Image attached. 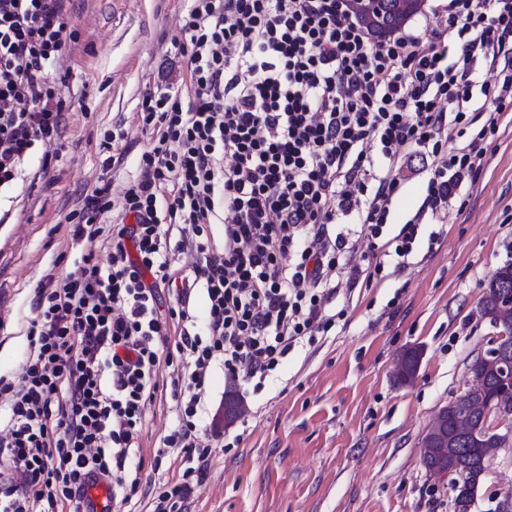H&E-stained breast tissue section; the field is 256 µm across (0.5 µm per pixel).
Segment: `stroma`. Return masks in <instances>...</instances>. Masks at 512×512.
I'll return each mask as SVG.
<instances>
[{"instance_id": "stroma-1", "label": "stroma", "mask_w": 512, "mask_h": 512, "mask_svg": "<svg viewBox=\"0 0 512 512\" xmlns=\"http://www.w3.org/2000/svg\"><path fill=\"white\" fill-rule=\"evenodd\" d=\"M189 0H69V39L48 77L64 102L60 137L36 145L25 164L35 172L50 156V179L0 192V374L20 372L35 287L81 258L69 216L105 183L138 172L150 133L134 115L147 92H191L187 59L178 55L180 17ZM122 128L125 159L106 165L100 144ZM485 165L464 176L443 221L425 216L405 265L382 257L380 275L341 291L344 317L314 344L296 346L262 392L215 371L202 397L215 414L223 395L244 403L224 428L205 479L187 512H452L448 484L429 478L420 441L438 410L459 395L494 329L478 313L493 272L512 261V112L485 144ZM412 160L394 200L388 235L421 206L425 177ZM436 243H429L431 232ZM411 346L424 354L412 384L394 372ZM172 399L156 401L143 429L144 484L177 480L178 454L152 462L173 424ZM471 512H496L512 487V445L487 463Z\"/></svg>"}]
</instances>
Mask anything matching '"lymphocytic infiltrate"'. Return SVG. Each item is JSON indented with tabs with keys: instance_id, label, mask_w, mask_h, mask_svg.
Masks as SVG:
<instances>
[{
	"instance_id": "f902f5d3",
	"label": "lymphocytic infiltrate",
	"mask_w": 512,
	"mask_h": 512,
	"mask_svg": "<svg viewBox=\"0 0 512 512\" xmlns=\"http://www.w3.org/2000/svg\"><path fill=\"white\" fill-rule=\"evenodd\" d=\"M65 2L0 0V188L60 135L46 68L66 45ZM181 32L192 96L144 95L136 118L153 138L117 193L120 217L100 221L116 204L111 184L83 199L70 229L81 260L39 281L22 374L0 375V512H81L94 472L117 505L140 495L145 512H183L213 457L197 429L213 371L262 383L328 334L338 280L375 277L381 264L360 263L381 238L408 258L424 215L483 168L486 139L512 112V0H448L428 33L384 40L345 0H191ZM480 71L489 82L475 83ZM478 92L488 117L475 131ZM415 157L427 194L390 237L399 173ZM164 289L176 296L165 312ZM165 387L175 425L153 464L177 449L184 469L146 491L136 456Z\"/></svg>"
}]
</instances>
